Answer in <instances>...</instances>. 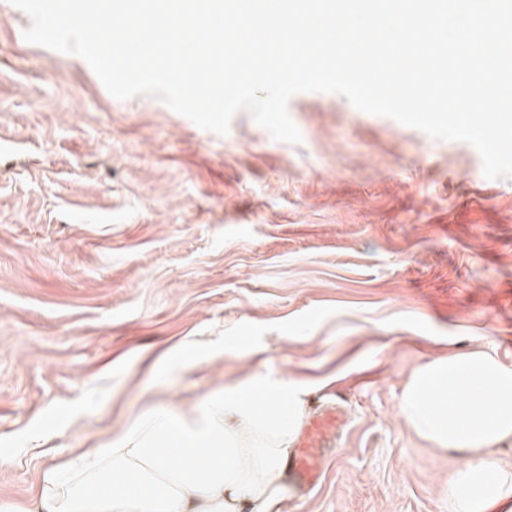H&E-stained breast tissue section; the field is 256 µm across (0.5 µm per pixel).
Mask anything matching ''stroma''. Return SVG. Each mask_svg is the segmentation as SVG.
Here are the masks:
<instances>
[{"label":"stroma","instance_id":"35a3bbf8","mask_svg":"<svg viewBox=\"0 0 512 512\" xmlns=\"http://www.w3.org/2000/svg\"><path fill=\"white\" fill-rule=\"evenodd\" d=\"M30 25L0 0V503L146 409L265 376L350 418L276 512H448L463 462L398 402L435 358L512 365V179L332 93L291 98L300 145L245 110L221 137ZM184 344L198 363L169 364Z\"/></svg>","mask_w":512,"mask_h":512}]
</instances>
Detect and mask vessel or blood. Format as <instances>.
Here are the masks:
<instances>
[{
	"label": "vessel or blood",
	"instance_id": "b4317fda",
	"mask_svg": "<svg viewBox=\"0 0 512 512\" xmlns=\"http://www.w3.org/2000/svg\"><path fill=\"white\" fill-rule=\"evenodd\" d=\"M347 423L346 412L338 403L308 414L288 461L293 487L309 492L318 485L324 460L330 450L338 447Z\"/></svg>",
	"mask_w": 512,
	"mask_h": 512
}]
</instances>
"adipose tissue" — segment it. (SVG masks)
<instances>
[{"label":"adipose tissue","instance_id":"ef3b65f1","mask_svg":"<svg viewBox=\"0 0 512 512\" xmlns=\"http://www.w3.org/2000/svg\"><path fill=\"white\" fill-rule=\"evenodd\" d=\"M421 439L466 464L454 512L512 498L494 448L512 441V367L471 349L417 366L399 403ZM302 390L269 378L225 388L194 410L142 412L125 433L47 470L28 512H273L303 422Z\"/></svg>","mask_w":512,"mask_h":512}]
</instances>
